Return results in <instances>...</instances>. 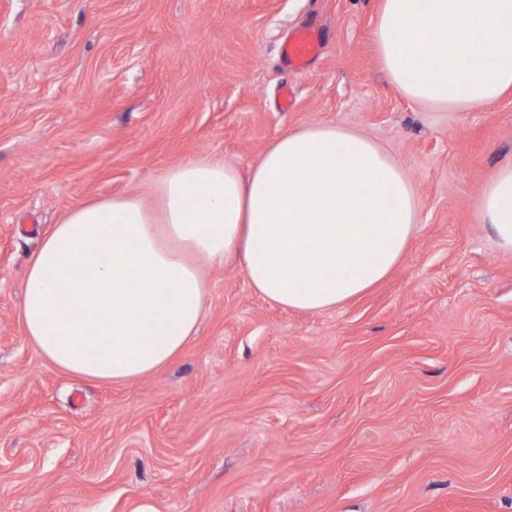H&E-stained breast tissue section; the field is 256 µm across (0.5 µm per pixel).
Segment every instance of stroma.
Returning <instances> with one entry per match:
<instances>
[{"label":"stroma","mask_w":512,"mask_h":512,"mask_svg":"<svg viewBox=\"0 0 512 512\" xmlns=\"http://www.w3.org/2000/svg\"><path fill=\"white\" fill-rule=\"evenodd\" d=\"M378 6L0 0V512H512V253L477 213L512 162V94L401 98ZM306 26L323 51L299 73L280 46ZM307 125L362 133L412 183L417 232L381 285L307 313L208 268L196 336L122 384L27 340V263L72 207L150 198L191 159L248 171Z\"/></svg>","instance_id":"obj_1"}]
</instances>
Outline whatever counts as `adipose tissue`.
Listing matches in <instances>:
<instances>
[{
  "label": "adipose tissue",
  "instance_id": "adipose-tissue-1",
  "mask_svg": "<svg viewBox=\"0 0 512 512\" xmlns=\"http://www.w3.org/2000/svg\"><path fill=\"white\" fill-rule=\"evenodd\" d=\"M373 37L391 87L414 103L461 111L512 91V0H380ZM152 193L73 207L30 259L24 333L54 366L125 382L169 364L205 311L203 266L236 263L266 300L321 312L384 280L416 233L401 167L338 126L279 135L245 176L218 159L180 163ZM478 213L512 252V164ZM86 325L96 340L82 339Z\"/></svg>",
  "mask_w": 512,
  "mask_h": 512
}]
</instances>
